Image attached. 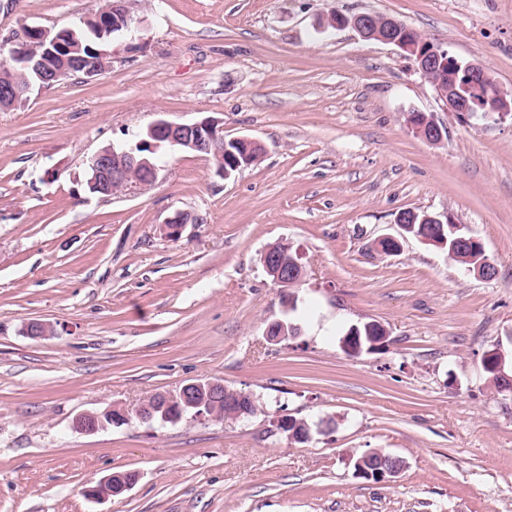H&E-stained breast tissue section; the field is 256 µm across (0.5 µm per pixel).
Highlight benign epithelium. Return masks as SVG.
Returning <instances> with one entry per match:
<instances>
[{"label": "benign epithelium", "mask_w": 512, "mask_h": 512, "mask_svg": "<svg viewBox=\"0 0 512 512\" xmlns=\"http://www.w3.org/2000/svg\"><path fill=\"white\" fill-rule=\"evenodd\" d=\"M101 6L93 14L101 29V34L114 39L124 32L137 27V22L122 9L118 2L100 0ZM329 25L334 28L350 26L364 39L374 38L380 42L398 47L415 64L417 72L431 84L437 86L445 110L459 116H472L479 112L484 116L495 114L503 118L512 113V91L500 88L491 74L480 64L463 63L442 46L428 40L413 41L397 34L405 24L392 17H379L374 13H363L353 17L343 14L329 18ZM37 41L47 46V53L36 58L29 52V41ZM81 47L76 39L74 29L67 28L51 33L38 26L29 28V35L19 41L10 43L9 63L29 67L39 77L40 87L52 86L59 81L78 76L85 81L92 80L107 70L112 63V52L100 50L97 57L88 59L80 55ZM32 87L22 89L15 86L0 88V107L8 109L28 96ZM408 124L412 132L430 144L444 141L446 127L434 116L423 113L411 116ZM224 122L204 117L189 123H175L165 118L155 119L146 128V137L140 139L133 147L111 145L99 150L91 157L94 175L89 181L93 193L108 197L116 190L124 195H135L144 188L154 184L158 177L159 165L152 154L165 141L168 147L182 151L195 152L208 157L214 164L217 175L227 179L240 166L256 164L263 154L262 145L254 139L240 137L238 141L254 149L247 154L244 161L236 162L232 168L224 164ZM140 170L141 177L130 180L131 172ZM296 268L289 269L278 261V256L266 250L263 266L272 282L287 291V287L304 276L302 263L295 262ZM214 387V383L201 381L183 385L178 391L164 395L165 406L171 407L187 403L195 395V390ZM119 474L113 473L100 479L95 485L84 490V494L93 500H105L113 494V479Z\"/></svg>", "instance_id": "benign-epithelium-1"}]
</instances>
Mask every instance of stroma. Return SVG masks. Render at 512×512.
Here are the masks:
<instances>
[{"instance_id": "35a3bbf8", "label": "stroma", "mask_w": 512, "mask_h": 512, "mask_svg": "<svg viewBox=\"0 0 512 512\" xmlns=\"http://www.w3.org/2000/svg\"><path fill=\"white\" fill-rule=\"evenodd\" d=\"M138 20L112 66L0 111V512H512V393L482 359L512 336V116L445 112L396 46L330 14L393 17L482 64L512 90V0H123ZM96 0H0V39L70 28ZM422 112L448 128L411 132ZM211 116L261 161L216 175L161 151L155 185L90 194L101 148L133 144L157 114ZM405 210L452 216L493 278L402 238ZM192 216L179 237L164 224ZM402 240L386 255L379 238ZM285 242L305 278L298 336L272 344L284 309L261 256ZM39 320L50 335H27ZM382 324V351L349 355V327ZM196 380L257 395L263 410L76 431L83 413L134 409ZM323 421L306 443L278 416ZM382 448L406 466L357 477ZM133 471L104 501L89 483ZM408 117H411L408 124L415 135L433 145L444 141L446 127L433 115L427 116L424 113H419Z\"/></svg>"}]
</instances>
